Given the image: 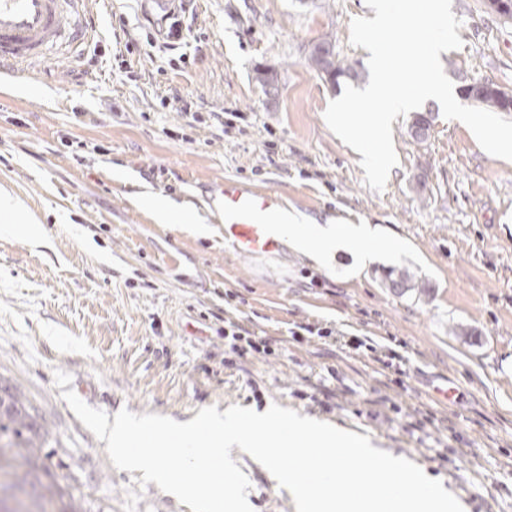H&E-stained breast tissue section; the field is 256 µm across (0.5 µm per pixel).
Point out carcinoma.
Listing matches in <instances>:
<instances>
[{
	"mask_svg": "<svg viewBox=\"0 0 512 512\" xmlns=\"http://www.w3.org/2000/svg\"><path fill=\"white\" fill-rule=\"evenodd\" d=\"M326 46H333L332 41L324 39L313 46L307 59L308 65L333 86L337 85L342 77L356 78L357 74L349 64L338 60L335 66H330L322 55L323 48ZM429 128L430 119L427 115L417 113L413 116L410 124V133L413 138L418 141L425 139ZM385 286L401 296L414 289L424 294L433 291L429 283L416 280L415 275L407 268L391 267L386 270ZM1 431L11 435L8 448L16 451L19 455L27 456L30 471L48 472L45 461L39 457V452L45 443V436L40 433V425L36 423V418L31 414L27 399L17 389H9L4 395H0Z\"/></svg>",
	"mask_w": 512,
	"mask_h": 512,
	"instance_id": "cac0c4a2",
	"label": "carcinoma"
}]
</instances>
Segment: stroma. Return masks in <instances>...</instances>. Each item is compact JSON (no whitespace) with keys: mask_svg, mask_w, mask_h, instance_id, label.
Wrapping results in <instances>:
<instances>
[{"mask_svg":"<svg viewBox=\"0 0 512 512\" xmlns=\"http://www.w3.org/2000/svg\"><path fill=\"white\" fill-rule=\"evenodd\" d=\"M463 45L440 60L455 88L512 92V19L487 0H453ZM365 0H182L185 39L159 51L157 0H87L83 39L0 76V378L46 432L60 494L40 512H191L142 471L116 469L64 401L74 391L185 423L208 406L271 405L369 436L440 479L464 512H512V161L483 151L426 101L429 133L393 122L398 164L383 191L327 126L343 86L307 65L331 39L369 82V51L349 43ZM278 72L264 93L257 69ZM275 193L317 221L381 227L396 250L316 266L290 247L248 257L224 242L214 196L225 181ZM185 207L207 235L156 223L136 196ZM432 283L397 296L387 268ZM268 340L232 351L224 328ZM369 340L294 341L300 325ZM456 390L452 400L434 386ZM253 512H296L239 447Z\"/></svg>","mask_w":512,"mask_h":512,"instance_id":"stroma-1","label":"stroma"}]
</instances>
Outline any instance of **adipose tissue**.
I'll return each instance as SVG.
<instances>
[{"label": "adipose tissue", "instance_id": "1", "mask_svg": "<svg viewBox=\"0 0 512 512\" xmlns=\"http://www.w3.org/2000/svg\"><path fill=\"white\" fill-rule=\"evenodd\" d=\"M282 236L289 247L320 266L333 251L351 245L369 250L386 244L369 225L341 224L334 220L318 224L300 213L289 214L287 224L282 227Z\"/></svg>", "mask_w": 512, "mask_h": 512}]
</instances>
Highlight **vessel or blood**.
<instances>
[{
	"instance_id": "vessel-or-blood-1",
	"label": "vessel or blood",
	"mask_w": 512,
	"mask_h": 512,
	"mask_svg": "<svg viewBox=\"0 0 512 512\" xmlns=\"http://www.w3.org/2000/svg\"><path fill=\"white\" fill-rule=\"evenodd\" d=\"M86 0H0V71L26 66L84 35L79 25ZM224 212V240L238 253L278 252L281 202L271 192L225 183L217 196Z\"/></svg>"
}]
</instances>
